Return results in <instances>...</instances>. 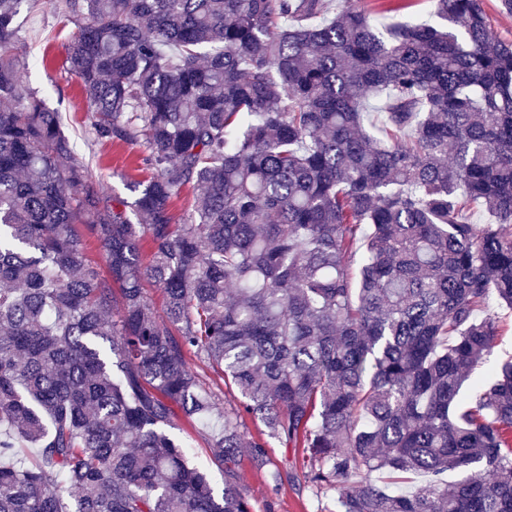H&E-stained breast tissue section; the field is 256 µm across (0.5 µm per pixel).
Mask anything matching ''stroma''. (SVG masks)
<instances>
[{"instance_id":"obj_1","label":"stroma","mask_w":512,"mask_h":512,"mask_svg":"<svg viewBox=\"0 0 512 512\" xmlns=\"http://www.w3.org/2000/svg\"><path fill=\"white\" fill-rule=\"evenodd\" d=\"M18 23L22 28L19 52L29 63L27 81L39 90L47 108L59 113L76 158L89 170L86 182L71 185L70 193L80 195L91 188L107 200H132V184L151 176L142 163L145 150L139 144H112L93 137L92 117L79 81L65 66L66 45L75 33L74 25L41 0L35 5L23 4ZM240 484L255 512L318 510L319 503L311 492L288 482L271 487L265 472L246 457L240 462Z\"/></svg>"}]
</instances>
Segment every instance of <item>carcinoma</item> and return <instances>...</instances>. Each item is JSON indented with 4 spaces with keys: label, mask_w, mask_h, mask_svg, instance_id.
<instances>
[{
    "label": "carcinoma",
    "mask_w": 512,
    "mask_h": 512,
    "mask_svg": "<svg viewBox=\"0 0 512 512\" xmlns=\"http://www.w3.org/2000/svg\"><path fill=\"white\" fill-rule=\"evenodd\" d=\"M23 2L0 0V512H252L240 449L263 469L271 439L339 491L320 512H512V359L479 373L481 312L512 310V43L482 0L390 27L348 0H59L95 139L154 171L112 206L68 191L88 171L25 81ZM193 357L239 394L221 421ZM77 229L85 241L84 258L86 262L105 269V252L91 224H79ZM173 432L187 445V450L195 461L208 468L215 486L222 488L224 486L223 474L217 467L211 464V453L210 448H208V435L206 431L202 429L195 430L183 421H180L179 427L174 429Z\"/></svg>",
    "instance_id": "1"
}]
</instances>
